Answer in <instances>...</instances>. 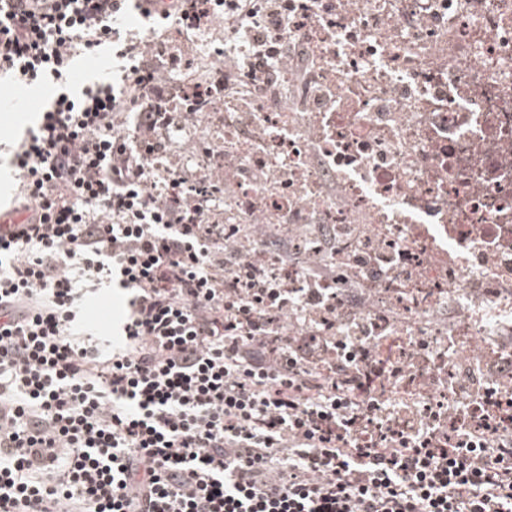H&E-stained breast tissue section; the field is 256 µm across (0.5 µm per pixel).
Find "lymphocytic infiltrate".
<instances>
[{
	"instance_id": "lymphocytic-infiltrate-1",
	"label": "lymphocytic infiltrate",
	"mask_w": 512,
	"mask_h": 512,
	"mask_svg": "<svg viewBox=\"0 0 512 512\" xmlns=\"http://www.w3.org/2000/svg\"><path fill=\"white\" fill-rule=\"evenodd\" d=\"M127 0H0V72L67 85L76 55L111 48L123 85L59 93L18 142L0 231V512H512V437L445 442L401 407L364 413L300 370L288 292L208 221L207 190L148 172L179 56L120 42ZM249 0H170L158 18L199 26ZM277 43L303 61L288 0H265ZM122 290L117 337L93 336L86 294ZM399 344L336 367L378 403Z\"/></svg>"
}]
</instances>
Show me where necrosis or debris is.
Returning <instances> with one entry per match:
<instances>
[{
    "label": "necrosis or debris",
    "mask_w": 512,
    "mask_h": 512,
    "mask_svg": "<svg viewBox=\"0 0 512 512\" xmlns=\"http://www.w3.org/2000/svg\"><path fill=\"white\" fill-rule=\"evenodd\" d=\"M289 39L314 64L273 59L276 98L257 96L248 49L222 23L171 34L182 92L164 127L156 171L202 177L224 206L210 221L278 269L270 241L288 243L289 290L323 288L308 331L354 358L367 337H408L407 380L386 386L417 425L429 379L442 432L462 383L486 421L512 399V0H288ZM236 57L233 88L214 81ZM450 336L447 370L420 356Z\"/></svg>",
    "instance_id": "obj_1"
}]
</instances>
